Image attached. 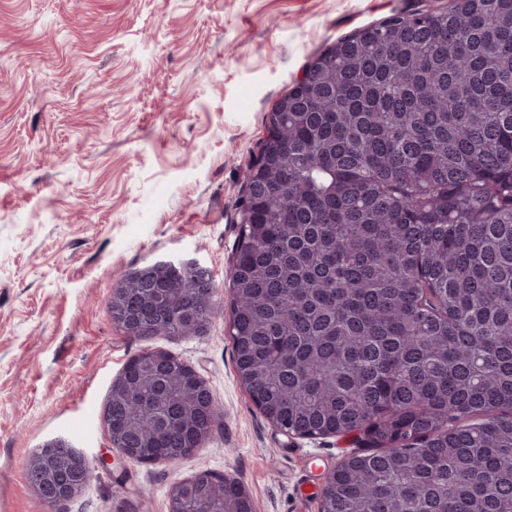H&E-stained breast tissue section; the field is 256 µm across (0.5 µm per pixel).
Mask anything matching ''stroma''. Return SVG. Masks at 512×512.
I'll return each instance as SVG.
<instances>
[{"label":"stroma","instance_id":"obj_1","mask_svg":"<svg viewBox=\"0 0 512 512\" xmlns=\"http://www.w3.org/2000/svg\"><path fill=\"white\" fill-rule=\"evenodd\" d=\"M454 0H0V512H167L199 468L239 478L256 512H321L354 437L288 439L242 387L227 333L238 205L269 113L340 38ZM193 259L216 284L198 336L131 338L120 278ZM162 348L210 387L223 426L198 455L113 459L112 381ZM61 438L95 462L50 507L24 466Z\"/></svg>","mask_w":512,"mask_h":512}]
</instances>
